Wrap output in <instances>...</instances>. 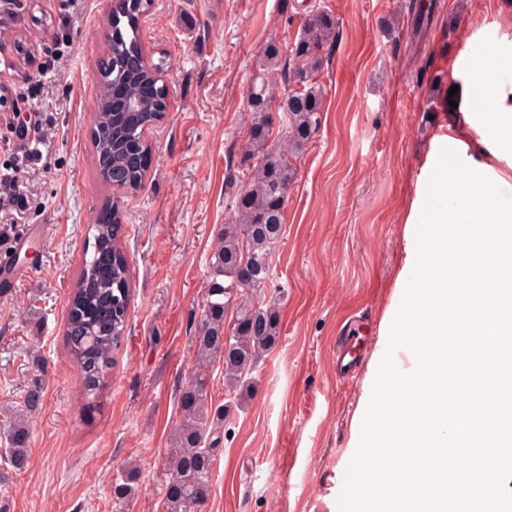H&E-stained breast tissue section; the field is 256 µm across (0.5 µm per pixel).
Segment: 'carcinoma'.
<instances>
[{"instance_id": "cac0c4a2", "label": "carcinoma", "mask_w": 512, "mask_h": 512, "mask_svg": "<svg viewBox=\"0 0 512 512\" xmlns=\"http://www.w3.org/2000/svg\"><path fill=\"white\" fill-rule=\"evenodd\" d=\"M124 0L112 11V45L109 61L101 71L99 98L91 106L92 142L98 166L109 169L128 190L142 187L146 168L130 164L128 149L134 145L149 154L146 128L159 122L164 100L142 97L149 80L164 83L163 62L152 64L148 74L135 67L142 53L137 14L149 8L147 0ZM336 36V20L321 10L303 24L294 44L293 63L281 62L279 49L270 45L261 60L262 71L280 72L285 79L280 110L283 124L273 128L269 111L273 92L265 80L248 89L250 130L244 157L253 161L246 170L247 185L235 198L232 217L222 228L209 258L205 303L193 338L195 363L178 393L179 421L171 430L163 463L168 512H200L212 491L215 452L224 436L230 406L208 401L210 367L224 366V388L230 396L252 390L251 374L262 355L280 338L277 310L254 300L266 286L274 245L283 233L285 214L278 197L292 184L295 169L290 158L302 152L313 134L324 106V86L316 74L321 53ZM126 88L124 100L140 107L138 124L123 121L117 106L103 110L109 85ZM94 247L112 251V281L99 280L93 261L83 260L68 299L64 328L65 347L80 375L83 408L95 409L112 378L115 355L127 329L131 300L130 265L122 246L123 225L112 221L91 225ZM12 467H24L30 448V423H14L8 435ZM139 471L127 467L112 483L116 506L128 503L136 491Z\"/></svg>"}]
</instances>
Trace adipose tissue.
Here are the masks:
<instances>
[{
    "label": "adipose tissue",
    "instance_id": "obj_1",
    "mask_svg": "<svg viewBox=\"0 0 512 512\" xmlns=\"http://www.w3.org/2000/svg\"><path fill=\"white\" fill-rule=\"evenodd\" d=\"M452 77L458 106L432 141L404 221L403 264L381 327L390 347L384 385L366 395L354 417L353 463L361 471L411 456L400 437L410 423L400 402L437 346L423 320L457 291L448 250L461 238L481 235L498 244L499 276L483 293L488 308L501 312L495 357L512 361V32L496 23L482 27Z\"/></svg>",
    "mask_w": 512,
    "mask_h": 512
}]
</instances>
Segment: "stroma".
Wrapping results in <instances>:
<instances>
[{
  "label": "stroma",
  "mask_w": 512,
  "mask_h": 512,
  "mask_svg": "<svg viewBox=\"0 0 512 512\" xmlns=\"http://www.w3.org/2000/svg\"><path fill=\"white\" fill-rule=\"evenodd\" d=\"M0 34V168L21 150L14 111L37 105L46 148L25 168L20 253L0 290V512H166L162 462L194 362L208 262L246 179L247 88L268 46L282 59L320 10L337 38L322 53L319 125L294 157L271 279L278 345L231 410L202 512H347L362 483L348 454L353 414L383 360L380 323L403 256V217L429 145L451 108V73L503 0H153L139 25L151 60L167 59L169 107L146 139L143 188L99 177L88 109L100 88L112 0H11ZM48 71L37 79L38 68ZM120 212L131 261L128 338L99 407L84 413L64 345L70 291L89 224ZM44 362L29 457L5 453L10 418ZM141 471L123 509L112 482Z\"/></svg>",
  "instance_id": "35a3bbf8"
}]
</instances>
